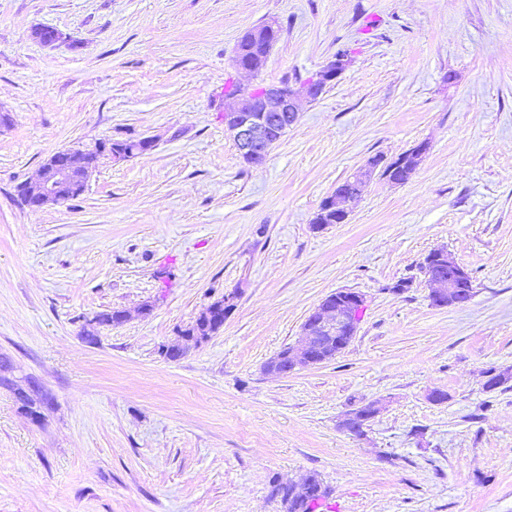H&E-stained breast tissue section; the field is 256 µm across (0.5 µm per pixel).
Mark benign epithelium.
I'll return each mask as SVG.
<instances>
[{
  "mask_svg": "<svg viewBox=\"0 0 512 512\" xmlns=\"http://www.w3.org/2000/svg\"><path fill=\"white\" fill-rule=\"evenodd\" d=\"M275 28L269 24L262 29H250L252 51L264 59L275 40ZM349 56H335L317 74L304 81L289 84L238 85L237 91L224 98V124L230 132L244 162L257 165L266 160L273 146L292 126L303 102H312L327 84L335 81L349 67ZM428 144L421 142L398 156L399 165L406 167L405 178H410ZM88 152L82 149L61 150L44 163L35 181L22 183L32 198L33 210L58 205L67 201L76 187H86L91 165ZM375 172V162H370L348 177L347 182L356 187L355 193L337 191L330 195L327 207L336 211V223L347 218L345 203L356 199L361 187L368 183ZM447 268L431 275L432 297L439 306L462 305L470 296L458 288L465 278V270L447 252L437 254ZM363 304L361 295L343 291L330 294L308 316L302 327V343L297 350L286 352L292 370H302L328 362L327 351L331 346L346 348L357 332V309Z\"/></svg>",
  "mask_w": 512,
  "mask_h": 512,
  "instance_id": "1",
  "label": "benign epithelium"
}]
</instances>
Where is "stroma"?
Wrapping results in <instances>:
<instances>
[{"instance_id":"1","label":"stroma","mask_w":512,"mask_h":512,"mask_svg":"<svg viewBox=\"0 0 512 512\" xmlns=\"http://www.w3.org/2000/svg\"><path fill=\"white\" fill-rule=\"evenodd\" d=\"M268 23L264 69L238 71ZM341 50L246 164L225 81L303 80ZM0 111V362L41 401L31 420L0 386V512H284L273 481L311 475L316 512H512V381L484 387L512 371V0H0ZM129 137L155 146L101 158L78 198L19 199L53 153ZM423 141L406 183L374 177L313 226L357 168ZM440 248L473 278L464 305L431 301ZM340 290L364 299L350 344L265 373ZM228 294L223 328L166 359ZM112 309L128 320L86 340ZM275 28L273 25L266 24L264 29L251 28L247 32L250 35L253 43L252 51L261 59L267 58L275 40L270 36L274 33Z\"/></svg>"}]
</instances>
